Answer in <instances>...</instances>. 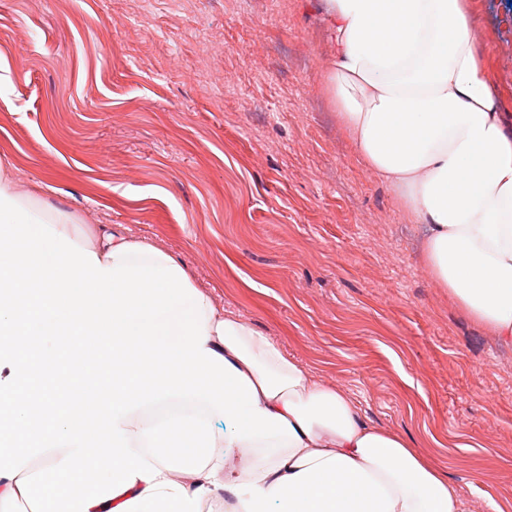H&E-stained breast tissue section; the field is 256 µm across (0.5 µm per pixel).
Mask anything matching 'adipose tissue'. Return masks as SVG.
<instances>
[{
    "label": "adipose tissue",
    "instance_id": "adipose-tissue-1",
    "mask_svg": "<svg viewBox=\"0 0 512 512\" xmlns=\"http://www.w3.org/2000/svg\"><path fill=\"white\" fill-rule=\"evenodd\" d=\"M326 90L368 168L425 225L434 280L512 344V127L467 0H321ZM0 160V506L8 512H470L408 441L122 225L32 206ZM112 339L99 405L32 400L24 296ZM49 457L40 471L31 462Z\"/></svg>",
    "mask_w": 512,
    "mask_h": 512
}]
</instances>
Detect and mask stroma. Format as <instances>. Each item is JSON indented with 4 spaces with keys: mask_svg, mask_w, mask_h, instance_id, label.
Wrapping results in <instances>:
<instances>
[{
    "mask_svg": "<svg viewBox=\"0 0 512 512\" xmlns=\"http://www.w3.org/2000/svg\"><path fill=\"white\" fill-rule=\"evenodd\" d=\"M319 3L0 0V159L180 258L471 512H512V345L437 285L423 226L356 154ZM469 9L512 124V0Z\"/></svg>",
    "mask_w": 512,
    "mask_h": 512,
    "instance_id": "stroma-1",
    "label": "stroma"
}]
</instances>
